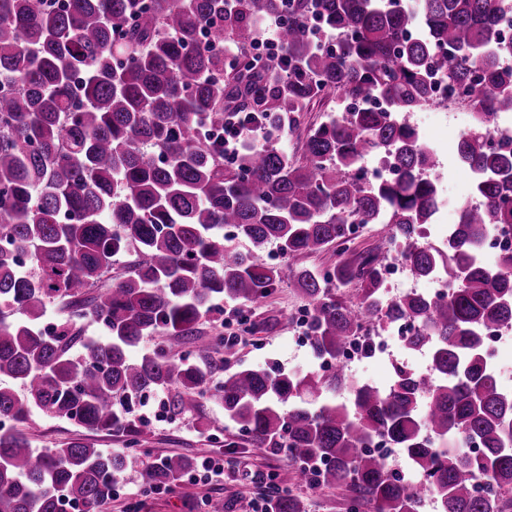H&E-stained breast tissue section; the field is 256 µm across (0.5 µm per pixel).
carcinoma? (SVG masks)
Instances as JSON below:
<instances>
[{"instance_id": "1", "label": "carcinoma", "mask_w": 512, "mask_h": 512, "mask_svg": "<svg viewBox=\"0 0 512 512\" xmlns=\"http://www.w3.org/2000/svg\"><path fill=\"white\" fill-rule=\"evenodd\" d=\"M501 2L288 0L280 58L256 64L257 27L277 0H0V380L23 385L0 386V512H99L121 480L175 489L189 457L139 461L83 438L39 450L23 425L38 409L133 448L143 430L132 406L157 392L206 429V373L183 345L209 354L198 325L215 300L250 307L284 282L312 306L318 358L405 321L403 348L431 365H396L388 388L353 385L347 404L335 399L340 364L328 376H224L216 396L244 442L292 461L288 486L264 487L275 512H308L304 487L348 492L350 512H419L428 497L439 512H512V391L484 336L512 324V253L483 258L492 231L512 225V142L489 137L512 114ZM313 18L328 44L307 34ZM437 75L475 109L457 145L475 201L436 248L422 238L439 210V162L402 114L448 106L433 96ZM369 99L381 107H361ZM229 116L264 143L226 166ZM285 127L291 152L272 143ZM373 152L393 177L365 178ZM348 224L385 225V247L323 273L295 262L341 245ZM270 245L281 262L260 259ZM392 251L448 291L386 298L379 269ZM121 254L136 259L102 287ZM48 304L65 312L51 335ZM86 321L104 338L85 339ZM146 337L154 349L136 353ZM381 438L420 481L368 451Z\"/></svg>"}]
</instances>
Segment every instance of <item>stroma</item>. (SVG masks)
Here are the masks:
<instances>
[{"label":"stroma","mask_w":512,"mask_h":512,"mask_svg":"<svg viewBox=\"0 0 512 512\" xmlns=\"http://www.w3.org/2000/svg\"><path fill=\"white\" fill-rule=\"evenodd\" d=\"M407 119L441 162L443 205L437 219L447 221L459 203L460 190L472 188L466 169L457 159L463 111L459 108L428 109L409 113ZM221 307L223 312L219 321L202 320L201 334L208 339L219 333L235 335L239 344L232 358L221 354L199 358V365L210 373L212 383H219L225 374L244 367L276 368L288 373L318 369L319 362L313 356L308 340L304 339L299 322L307 302L294 288L279 285L264 302L251 308L247 321L242 324L234 315L239 308L237 302L227 299L222 301ZM397 363L424 372L429 368V356L424 352L408 354L394 343L384 356L348 367V382L350 385L386 388L393 379V366ZM149 405L151 412L157 415L143 443L150 458L172 455L195 459L216 457L223 459L227 477L222 487L215 489L185 482L169 493L141 494L135 498L124 495L112 499L102 512H127L133 503L137 504L138 512H190L191 504L203 496L225 504L228 512H240L243 502L257 497L260 491L259 483L247 480V473L272 474L280 478L288 473L287 458L272 454L259 457L251 452L239 439L234 425L225 418L223 404L218 398L210 397L203 402V414L210 424L205 432L200 431L191 419L162 415L158 399H150ZM24 430L39 448H59L76 438L87 439L96 447L113 451L123 450L127 443L126 436L90 431L38 410L33 411Z\"/></svg>","instance_id":"obj_1"}]
</instances>
